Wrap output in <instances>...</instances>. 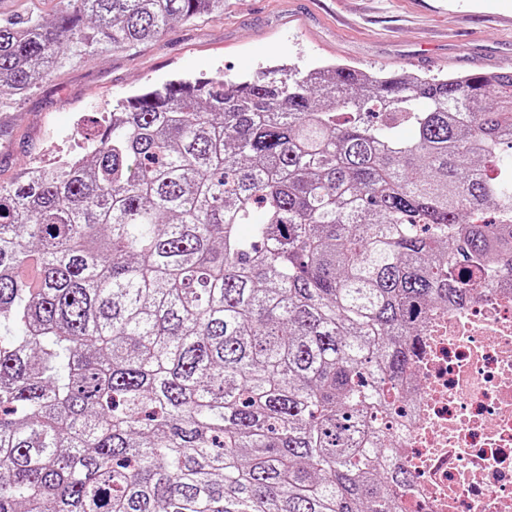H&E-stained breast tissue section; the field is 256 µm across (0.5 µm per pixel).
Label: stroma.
Masks as SVG:
<instances>
[{
  "mask_svg": "<svg viewBox=\"0 0 512 512\" xmlns=\"http://www.w3.org/2000/svg\"><path fill=\"white\" fill-rule=\"evenodd\" d=\"M224 0L155 43L57 70L0 112V181L78 149L76 132L148 85L181 76L249 78L288 64L443 75L512 70V0Z\"/></svg>",
  "mask_w": 512,
  "mask_h": 512,
  "instance_id": "stroma-1",
  "label": "stroma"
}]
</instances>
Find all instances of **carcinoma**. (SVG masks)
<instances>
[{"label":"carcinoma","mask_w":512,"mask_h":512,"mask_svg":"<svg viewBox=\"0 0 512 512\" xmlns=\"http://www.w3.org/2000/svg\"><path fill=\"white\" fill-rule=\"evenodd\" d=\"M59 4L0 90L224 12ZM80 135L0 181V512H396L375 414L512 256V71L178 78Z\"/></svg>","instance_id":"1"}]
</instances>
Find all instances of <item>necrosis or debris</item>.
<instances>
[{
  "label": "necrosis or debris",
  "instance_id": "4bbe7bcc",
  "mask_svg": "<svg viewBox=\"0 0 512 512\" xmlns=\"http://www.w3.org/2000/svg\"><path fill=\"white\" fill-rule=\"evenodd\" d=\"M403 388L376 425L410 475L398 512H512V286L431 316Z\"/></svg>",
  "mask_w": 512,
  "mask_h": 512
}]
</instances>
